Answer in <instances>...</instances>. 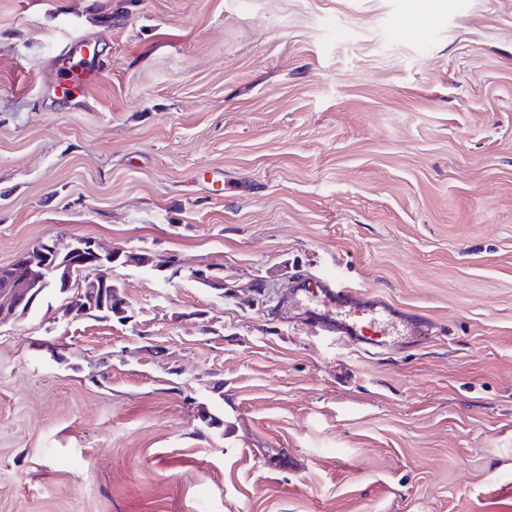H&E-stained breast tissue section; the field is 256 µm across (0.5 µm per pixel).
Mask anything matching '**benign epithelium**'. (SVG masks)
<instances>
[{"mask_svg": "<svg viewBox=\"0 0 512 512\" xmlns=\"http://www.w3.org/2000/svg\"><path fill=\"white\" fill-rule=\"evenodd\" d=\"M65 247L68 252L63 256L58 242L40 241L35 249L0 267V325L32 305L50 279L68 284L77 280V288L60 309L61 319L77 320L95 310L99 285L109 279L105 259L112 258V251L95 239L87 242L81 237L72 238Z\"/></svg>", "mask_w": 512, "mask_h": 512, "instance_id": "benign-epithelium-1", "label": "benign epithelium"}]
</instances>
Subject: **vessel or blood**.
<instances>
[{
    "label": "vessel or blood",
    "mask_w": 512,
    "mask_h": 512,
    "mask_svg": "<svg viewBox=\"0 0 512 512\" xmlns=\"http://www.w3.org/2000/svg\"><path fill=\"white\" fill-rule=\"evenodd\" d=\"M56 60L62 97L74 96L99 77V69L87 58L81 40L62 42ZM295 298L311 330L352 347L372 343L385 347L414 346L446 333L445 326L429 316L396 306L371 292L340 286L327 276L312 282L300 281Z\"/></svg>",
    "instance_id": "obj_1"
}]
</instances>
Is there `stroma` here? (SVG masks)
Segmentation results:
<instances>
[{
    "instance_id": "stroma-1",
    "label": "stroma",
    "mask_w": 512,
    "mask_h": 512,
    "mask_svg": "<svg viewBox=\"0 0 512 512\" xmlns=\"http://www.w3.org/2000/svg\"><path fill=\"white\" fill-rule=\"evenodd\" d=\"M75 236L224 288L1 326L0 512H512V0H0V266ZM302 273L447 333L342 346ZM57 68L62 74L58 82L60 99L74 96L79 90L94 83L99 77L98 66L86 57L82 40L69 39L58 47Z\"/></svg>"
}]
</instances>
